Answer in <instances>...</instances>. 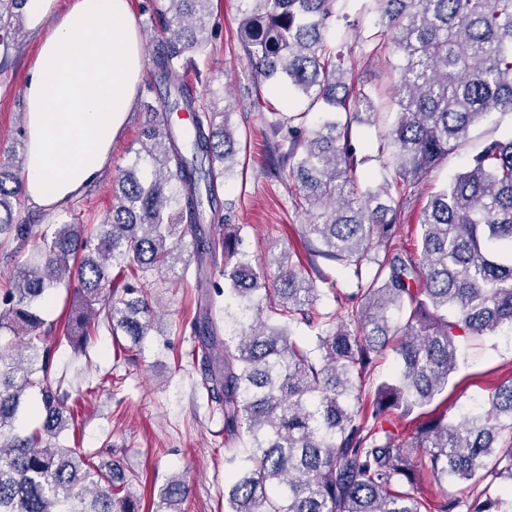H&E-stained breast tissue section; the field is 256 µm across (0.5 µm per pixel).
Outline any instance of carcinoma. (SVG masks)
Masks as SVG:
<instances>
[{"label":"carcinoma","mask_w":512,"mask_h":512,"mask_svg":"<svg viewBox=\"0 0 512 512\" xmlns=\"http://www.w3.org/2000/svg\"><path fill=\"white\" fill-rule=\"evenodd\" d=\"M25 0H0L3 55L20 34ZM213 0H161L165 47L155 67L165 101L150 116L130 168L112 184L99 224L41 231L15 210L20 182L0 170V235L28 252L0 289V512H138L136 474L94 465L55 441L66 400L53 360L62 343L84 352L101 329L137 351L157 328L155 290L194 275L205 301L190 327L204 386L224 416V512H508L486 482H512V382L484 405L448 418V383L459 336L512 331V134L486 144L469 166L432 194L419 217L420 250L385 252L412 189L469 139L486 115H512V0H368L376 15L363 39L372 55L391 51L392 174L359 190L352 123L380 116L376 92L355 88L329 39L337 0H239V37L256 73L308 101L271 109L288 128V151L272 158L306 206L312 252L357 279L343 293L320 276L336 310L321 312L323 289L283 252L271 255L272 283L240 249L219 190L239 165L230 106L195 96L183 79L187 56L204 55ZM343 112L309 129L308 111ZM191 113L175 128L170 113ZM224 229L218 234L213 226ZM133 277H126V272ZM73 289L63 336L50 337L41 307L51 290ZM304 326L308 344L294 327ZM396 369L373 376L375 359ZM40 396L43 425L15 432L20 397ZM395 420L410 426L403 434ZM420 448L414 456L410 449ZM427 479L484 482L470 503L415 495ZM189 486L171 476L160 490L180 512Z\"/></svg>","instance_id":"obj_1"}]
</instances>
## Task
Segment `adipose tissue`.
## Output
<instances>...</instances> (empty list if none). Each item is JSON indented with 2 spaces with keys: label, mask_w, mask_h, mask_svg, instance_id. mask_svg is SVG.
<instances>
[{
  "label": "adipose tissue",
  "mask_w": 512,
  "mask_h": 512,
  "mask_svg": "<svg viewBox=\"0 0 512 512\" xmlns=\"http://www.w3.org/2000/svg\"><path fill=\"white\" fill-rule=\"evenodd\" d=\"M26 0L41 34L24 87L25 198L62 206L94 182L132 112L141 82L140 34L128 0Z\"/></svg>",
  "instance_id": "1"
}]
</instances>
